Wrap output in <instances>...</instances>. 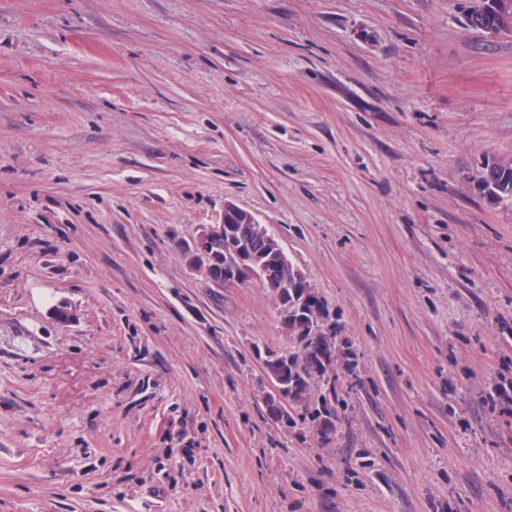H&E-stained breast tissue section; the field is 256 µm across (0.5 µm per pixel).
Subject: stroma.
Here are the masks:
<instances>
[{"label": "stroma", "instance_id": "stroma-1", "mask_svg": "<svg viewBox=\"0 0 512 512\" xmlns=\"http://www.w3.org/2000/svg\"><path fill=\"white\" fill-rule=\"evenodd\" d=\"M512 36L463 0H0V512H512ZM249 211L334 313L329 435L268 412ZM70 317H55L56 305ZM493 164L496 166L495 173L497 175V179L495 186L492 187L491 190L496 194L495 197L489 198V191L486 193V190H488L490 186H480L481 176L476 181L475 189L483 196V198L493 204H500L505 201L512 200V164L497 161H494ZM257 223L250 212L233 204L225 205L221 220L217 224L205 226L190 247L192 269L217 288L242 285L252 278H255L264 288H267L263 280L251 275L250 267L253 260L245 252L243 241L238 246L236 263L224 265V273L220 276L217 274L218 261L221 260V256L216 252L219 248L217 243L219 240L224 241V229L228 241L232 245H236V241L232 238L236 228L235 224H239L240 228L241 224Z\"/></svg>", "mask_w": 512, "mask_h": 512}]
</instances>
